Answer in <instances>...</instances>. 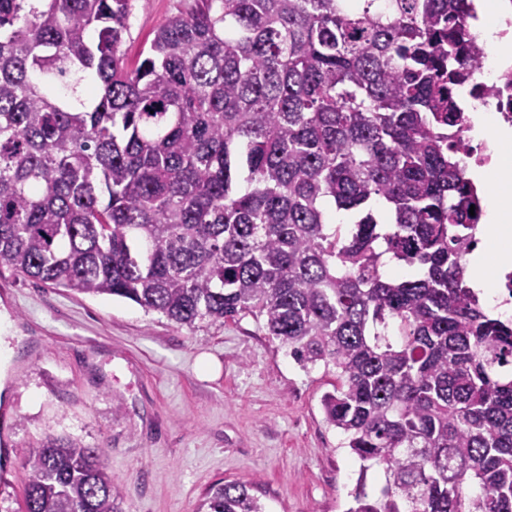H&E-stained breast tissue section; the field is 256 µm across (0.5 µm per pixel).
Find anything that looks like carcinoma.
I'll return each instance as SVG.
<instances>
[{
    "label": "carcinoma",
    "mask_w": 512,
    "mask_h": 512,
    "mask_svg": "<svg viewBox=\"0 0 512 512\" xmlns=\"http://www.w3.org/2000/svg\"><path fill=\"white\" fill-rule=\"evenodd\" d=\"M472 7L196 0L131 69L132 0H0V261L335 369L348 512H512V323L459 260ZM27 465L24 512H114L102 449L49 436ZM202 508L265 512L247 483Z\"/></svg>",
    "instance_id": "1"
}]
</instances>
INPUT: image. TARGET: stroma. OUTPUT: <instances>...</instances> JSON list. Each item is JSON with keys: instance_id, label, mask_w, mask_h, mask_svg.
I'll list each match as a JSON object with an SVG mask.
<instances>
[{"instance_id": "1", "label": "stroma", "mask_w": 512, "mask_h": 512, "mask_svg": "<svg viewBox=\"0 0 512 512\" xmlns=\"http://www.w3.org/2000/svg\"><path fill=\"white\" fill-rule=\"evenodd\" d=\"M194 0H133L136 66ZM0 402L14 469L0 512H21L25 462L46 437L102 448L117 512H198L215 483L250 482L265 512H347L358 464L324 421L336 373L300 367L252 318L181 326L135 303L56 288L0 263Z\"/></svg>"}]
</instances>
